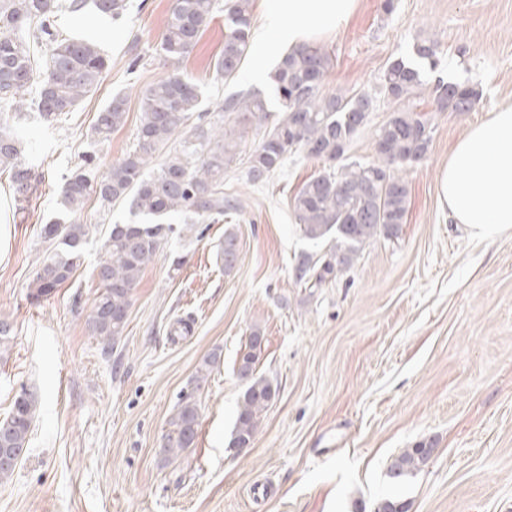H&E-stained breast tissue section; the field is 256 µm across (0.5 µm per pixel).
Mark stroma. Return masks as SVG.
I'll return each instance as SVG.
<instances>
[{
	"label": "stroma",
	"instance_id": "obj_1",
	"mask_svg": "<svg viewBox=\"0 0 512 512\" xmlns=\"http://www.w3.org/2000/svg\"><path fill=\"white\" fill-rule=\"evenodd\" d=\"M382 2L358 0L349 24L318 41L330 55L328 89L377 100L350 159L374 160L375 132L400 107L381 77L421 39L439 46L438 76L482 94L472 112L439 111L426 91L411 99L429 118L432 141L405 173L399 236L371 242L332 283L297 284L296 257L320 249L303 237L290 199L324 165L295 154L253 184L240 154L224 173V195L238 211L203 225L202 235L169 236L143 270L109 353L88 327L94 269L105 229L133 222L128 204L89 200L83 219L99 230L72 280L37 302L29 284L65 177L82 155H96L105 170L132 148L141 94L167 72L158 47L173 0H126L122 17L97 30L110 66L65 120L23 111L39 182L22 209L0 183V223L11 227L0 250V319L12 327L0 353V418L19 390L38 405L27 453L0 481V512H376L391 495L408 512H512V236L469 239L449 218L438 182L454 143L512 100V0H394L389 13ZM223 42L218 12L183 64L204 108L270 93L268 81L252 79L250 56L235 78L213 81ZM118 91L126 122L96 142L95 115ZM228 228L240 244L229 273L215 258ZM255 328L264 336L256 373L278 394L239 451L228 446L244 391L237 366ZM214 353L217 363L207 365ZM184 394L199 407L197 436L165 457L159 448ZM422 442L435 448L430 462L392 485L391 461Z\"/></svg>",
	"mask_w": 512,
	"mask_h": 512
}]
</instances>
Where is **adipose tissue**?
<instances>
[{
	"label": "adipose tissue",
	"mask_w": 512,
	"mask_h": 512,
	"mask_svg": "<svg viewBox=\"0 0 512 512\" xmlns=\"http://www.w3.org/2000/svg\"><path fill=\"white\" fill-rule=\"evenodd\" d=\"M358 0H262L263 24L253 30L257 61L348 25ZM441 197L455 223L475 240L512 235V100L471 126L448 156Z\"/></svg>",
	"instance_id": "obj_1"
}]
</instances>
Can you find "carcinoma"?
I'll list each match as a JSON object with an SVG mask.
<instances>
[{
	"label": "carcinoma",
	"mask_w": 512,
	"mask_h": 512,
	"mask_svg": "<svg viewBox=\"0 0 512 512\" xmlns=\"http://www.w3.org/2000/svg\"><path fill=\"white\" fill-rule=\"evenodd\" d=\"M94 12L117 18L126 0H0V176L8 178L14 200L24 202L32 194L37 175L26 164L27 140L11 123V113L32 103L40 117L58 122L95 92L109 67L107 58L91 38L69 36L59 24V12ZM218 8L217 0H174L160 41L167 75L150 85L142 96L135 143L107 172H95V156L83 159L65 179L61 190V217L44 225L41 235L52 250L41 261L29 284V298L39 301L52 295L76 272L83 247L94 225L80 221L92 197L103 205L130 201L138 224H113L105 241V258L95 268L99 292L88 326L91 333L112 349L123 336L127 315L143 269L156 257L173 231L169 218L181 215L184 224L211 223L237 210L224 198V170L247 146L248 130L256 131L247 178L266 180L291 154H303L328 168L305 180L291 208L303 236L329 244L316 259L303 253L294 267L296 283L319 287L351 269L365 246L380 237L399 233L408 210V166L422 160L432 136L430 119L407 107L394 112L375 133L376 158L350 161L347 151L367 124L376 100L368 94L344 89L326 90L330 65L327 52L306 44L285 51L270 79L273 98L256 91L217 103L218 119L205 121L199 84L180 71V65L197 46L200 36ZM250 0H228L224 9V43L215 55L212 79L233 78L246 56L251 32ZM48 48L44 65L37 64L34 47ZM415 59L393 60L382 78L384 94L394 101H410L426 86L422 67L439 64L437 45L420 40ZM36 96L27 99L31 89ZM432 94L436 107L452 112H472L481 99L470 85L438 81ZM279 116L268 123L271 101ZM127 97L117 92L97 112L92 126L95 140H109L125 124ZM190 135L179 147H171L185 129ZM216 259L230 273L237 261V236L224 231ZM264 339L257 328L250 332L238 374L245 389L238 405L228 447L249 446L262 414L277 388L256 375V363ZM36 401L23 391L8 415L0 419V449L25 453L28 448ZM199 408L190 395L182 398L171 417L173 429L162 448L173 455L193 445ZM421 445L405 449L389 465L395 483L420 470Z\"/></svg>",
	"instance_id": "1"
}]
</instances>
